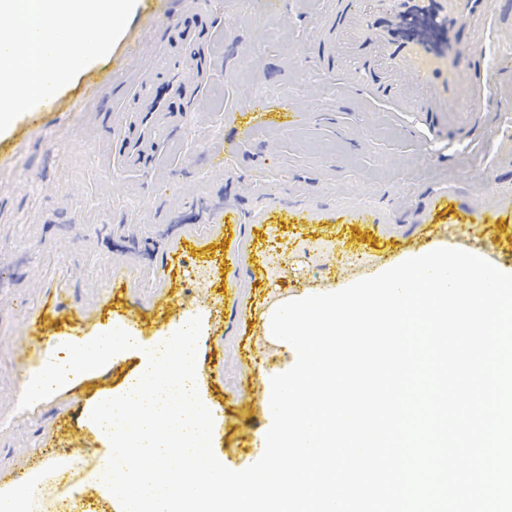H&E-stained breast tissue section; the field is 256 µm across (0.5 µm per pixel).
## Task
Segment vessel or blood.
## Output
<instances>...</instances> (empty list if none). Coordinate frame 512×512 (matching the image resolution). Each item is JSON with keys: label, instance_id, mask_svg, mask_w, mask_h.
I'll use <instances>...</instances> for the list:
<instances>
[{"label": "vessel or blood", "instance_id": "b4317fda", "mask_svg": "<svg viewBox=\"0 0 512 512\" xmlns=\"http://www.w3.org/2000/svg\"><path fill=\"white\" fill-rule=\"evenodd\" d=\"M497 0H324L320 21L303 54L314 56L321 69L336 74L356 67L358 82L347 101L363 97L388 102L390 111L419 113L429 132L440 134L450 121L471 139L482 128L484 116L497 93L489 71L498 58L500 40L492 21ZM468 19L481 37V45L463 55L455 40L461 19ZM160 92L142 99L138 137L119 143L117 157L139 167L145 143L162 112L173 99L187 95L184 62L164 57ZM416 80V93L403 90L406 77ZM470 84L469 98H462V84ZM207 263L201 250L190 244L167 255L170 275L187 283L188 273Z\"/></svg>", "mask_w": 512, "mask_h": 512}]
</instances>
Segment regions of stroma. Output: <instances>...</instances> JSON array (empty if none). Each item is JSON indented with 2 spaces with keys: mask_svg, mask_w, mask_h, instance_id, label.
Segmentation results:
<instances>
[{
  "mask_svg": "<svg viewBox=\"0 0 512 512\" xmlns=\"http://www.w3.org/2000/svg\"><path fill=\"white\" fill-rule=\"evenodd\" d=\"M321 2L284 0L276 12L271 0H142L111 55L63 89L61 108L16 123L0 145V486L37 471L51 482L47 512H64L72 490L73 512L118 510L90 485L101 445L83 412L121 389L143 357L128 353L17 411L28 323L43 305L63 306L67 318L47 330L46 345L113 323L149 342L186 314L199 316L204 393L221 418L213 449L237 470L262 457L267 376L290 361L265 334L274 298L371 274L456 234L435 207L443 195L449 208L470 212V239L494 243V258L512 265V57L492 70L498 106L483 138L434 143L412 114L379 101L324 111L353 76L323 78L312 58L296 54ZM165 16L176 28L161 26ZM198 40L207 62L186 69L185 101L160 120L157 163L121 167L115 144L138 93L155 89L158 58L194 56ZM255 103L274 105V123L249 126L243 107ZM216 153L223 167L211 166ZM484 170L492 179L474 186ZM282 206L292 211L289 229L334 248L312 261L277 229L271 246L294 267L272 276L246 235ZM228 207L240 213L245 236L222 254L220 277L170 291L166 253L188 236L220 244Z\"/></svg>",
  "mask_w": 512,
  "mask_h": 512,
  "instance_id": "35a3bbf8",
  "label": "stroma"
}]
</instances>
